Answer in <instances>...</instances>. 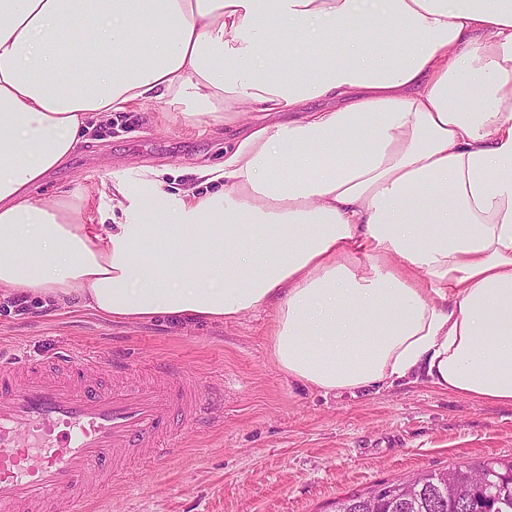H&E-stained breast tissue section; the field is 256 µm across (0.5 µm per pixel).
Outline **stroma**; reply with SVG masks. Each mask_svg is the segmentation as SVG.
Masks as SVG:
<instances>
[{
  "instance_id": "1",
  "label": "stroma",
  "mask_w": 512,
  "mask_h": 512,
  "mask_svg": "<svg viewBox=\"0 0 512 512\" xmlns=\"http://www.w3.org/2000/svg\"><path fill=\"white\" fill-rule=\"evenodd\" d=\"M209 129L163 121L155 105L94 125L68 163L34 190L39 199L138 165L218 164L245 124ZM27 312L0 298V357L46 360L69 350L112 354L131 371L176 362L203 392L223 395L210 428H186L172 455L113 478L102 512H331L336 499L422 471L512 457V406L431 384L402 382L326 395L288 378L272 358L271 311L238 321L125 322L76 304L29 298Z\"/></svg>"
}]
</instances>
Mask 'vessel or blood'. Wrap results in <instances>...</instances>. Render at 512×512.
<instances>
[{"instance_id":"vessel-or-blood-1","label":"vessel or blood","mask_w":512,"mask_h":512,"mask_svg":"<svg viewBox=\"0 0 512 512\" xmlns=\"http://www.w3.org/2000/svg\"><path fill=\"white\" fill-rule=\"evenodd\" d=\"M210 420L197 380L174 363L135 377L108 354L1 363L0 512H49L61 496L91 512L113 476Z\"/></svg>"}]
</instances>
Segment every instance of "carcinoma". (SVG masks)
<instances>
[{
  "label": "carcinoma",
  "instance_id": "1",
  "mask_svg": "<svg viewBox=\"0 0 512 512\" xmlns=\"http://www.w3.org/2000/svg\"><path fill=\"white\" fill-rule=\"evenodd\" d=\"M448 486L437 472L413 481L382 484L334 502L333 512H512V459L490 458L452 467Z\"/></svg>",
  "mask_w": 512,
  "mask_h": 512
}]
</instances>
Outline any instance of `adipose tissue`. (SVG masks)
<instances>
[{"instance_id": "1", "label": "adipose tissue", "mask_w": 512, "mask_h": 512, "mask_svg": "<svg viewBox=\"0 0 512 512\" xmlns=\"http://www.w3.org/2000/svg\"><path fill=\"white\" fill-rule=\"evenodd\" d=\"M148 103L268 120L193 185L143 165L34 198L89 118ZM0 291L126 321L270 307L314 389L421 374L512 405V0H0Z\"/></svg>"}]
</instances>
